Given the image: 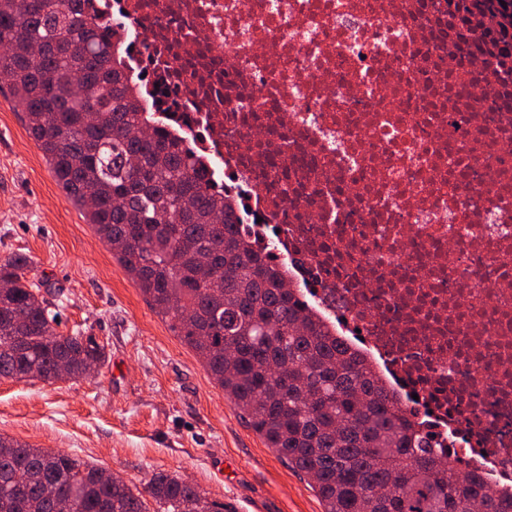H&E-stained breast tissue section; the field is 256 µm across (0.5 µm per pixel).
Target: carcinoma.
Returning a JSON list of instances; mask_svg holds the SVG:
<instances>
[{
    "mask_svg": "<svg viewBox=\"0 0 512 512\" xmlns=\"http://www.w3.org/2000/svg\"><path fill=\"white\" fill-rule=\"evenodd\" d=\"M79 0H0V76L50 172L136 288L196 353L266 447L304 474L324 512H512L427 446L372 364L256 254L199 160L143 133L141 81ZM0 258V378L85 377L103 346L57 331L58 312ZM224 512L188 481L154 474L143 490L102 467L0 435V512Z\"/></svg>",
    "mask_w": 512,
    "mask_h": 512,
    "instance_id": "carcinoma-1",
    "label": "carcinoma"
}]
</instances>
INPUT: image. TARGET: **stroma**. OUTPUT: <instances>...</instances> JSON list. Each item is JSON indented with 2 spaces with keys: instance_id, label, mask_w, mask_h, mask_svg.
<instances>
[{
  "instance_id": "stroma-1",
  "label": "stroma",
  "mask_w": 512,
  "mask_h": 512,
  "mask_svg": "<svg viewBox=\"0 0 512 512\" xmlns=\"http://www.w3.org/2000/svg\"><path fill=\"white\" fill-rule=\"evenodd\" d=\"M12 253L30 258L60 332L93 337L107 361L76 380L0 379V435L133 487L181 476L224 512H323L307 478L266 447L84 223L0 82V258Z\"/></svg>"
}]
</instances>
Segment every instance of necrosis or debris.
Segmentation results:
<instances>
[{
    "label": "necrosis or debris",
    "instance_id": "obj_1",
    "mask_svg": "<svg viewBox=\"0 0 512 512\" xmlns=\"http://www.w3.org/2000/svg\"><path fill=\"white\" fill-rule=\"evenodd\" d=\"M239 231L512 493V0H94Z\"/></svg>",
    "mask_w": 512,
    "mask_h": 512
}]
</instances>
